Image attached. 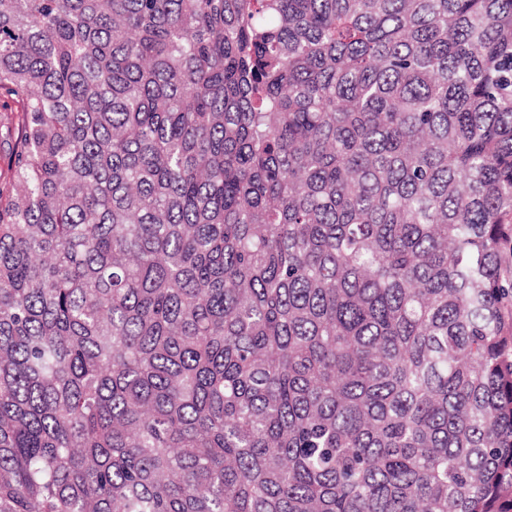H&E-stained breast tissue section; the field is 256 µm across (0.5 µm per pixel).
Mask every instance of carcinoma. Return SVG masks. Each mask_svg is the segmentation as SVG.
I'll return each instance as SVG.
<instances>
[{"label": "carcinoma", "mask_w": 512, "mask_h": 512, "mask_svg": "<svg viewBox=\"0 0 512 512\" xmlns=\"http://www.w3.org/2000/svg\"><path fill=\"white\" fill-rule=\"evenodd\" d=\"M0 512H512V0H0ZM16 105L5 96H0V183L3 186L10 177L9 160L12 148L21 133L19 112H12Z\"/></svg>", "instance_id": "obj_1"}]
</instances>
